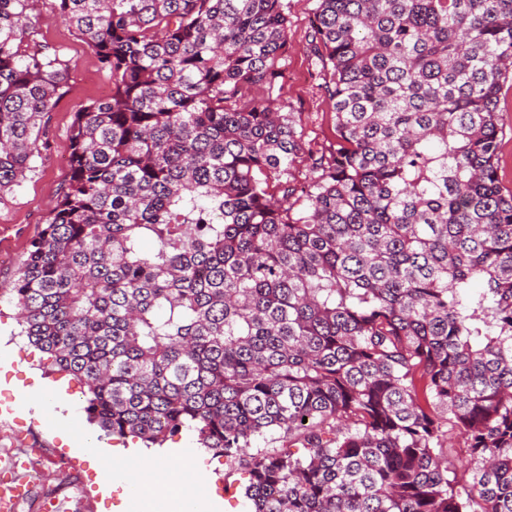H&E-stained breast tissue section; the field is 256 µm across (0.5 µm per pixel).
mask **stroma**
<instances>
[{
    "mask_svg": "<svg viewBox=\"0 0 512 512\" xmlns=\"http://www.w3.org/2000/svg\"><path fill=\"white\" fill-rule=\"evenodd\" d=\"M291 18L293 48L281 81L280 103L285 111L294 113L305 134L310 154L328 151L334 140L332 106L327 94L319 89L315 65L308 50L309 0H287ZM37 39L58 48L70 63L64 94L49 113L40 137L42 156L35 171L28 174L21 186L0 198V283H9L26 257L31 242L44 227L50 208L70 176V127L76 112L90 102L110 97L112 79L76 30L66 24L55 9L53 0H39L35 11ZM497 175L503 193H512V77L503 83L498 99ZM17 309L9 299L0 300V340L17 347L19 359L10 367L0 366V397H16L20 389L42 380L47 392L66 389L75 410L69 417L67 438L54 431L51 416L26 412L23 403L15 405L10 416H0V460L23 456L29 468L40 471L33 485L32 497L21 503L17 512H39V500L49 494L73 497L84 492L82 512H122L124 502L120 490L103 495L99 482L105 469H120L124 459L119 452L129 448L141 456V443L132 439L121 442L105 436L98 425L89 421L81 386L69 378L54 374L44 353L28 344L19 335ZM99 444L114 448L116 457L102 466L91 467L77 448L87 436ZM173 450L171 465L204 473L205 493L217 503L216 512H249L243 496L248 475L242 469H230L223 457L200 448L197 435L190 430L169 439Z\"/></svg>",
    "mask_w": 512,
    "mask_h": 512,
    "instance_id": "1",
    "label": "stroma"
}]
</instances>
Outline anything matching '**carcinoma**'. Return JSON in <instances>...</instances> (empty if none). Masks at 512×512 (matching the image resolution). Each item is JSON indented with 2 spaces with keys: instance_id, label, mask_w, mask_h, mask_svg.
<instances>
[{
  "instance_id": "obj_1",
  "label": "carcinoma",
  "mask_w": 512,
  "mask_h": 512,
  "mask_svg": "<svg viewBox=\"0 0 512 512\" xmlns=\"http://www.w3.org/2000/svg\"><path fill=\"white\" fill-rule=\"evenodd\" d=\"M34 5L0 0L1 194L67 82ZM56 8L112 96L76 113L70 179L0 296L89 419L148 448L195 432L254 512H512V0H314L335 142L302 191L273 97L285 0ZM273 431L288 448L249 452ZM497 175L505 195L512 193V77L503 80L498 99ZM457 438L443 448L445 457L447 458L448 476L452 478L454 475L461 483L469 478V469L471 467V457L466 448H462Z\"/></svg>"
}]
</instances>
